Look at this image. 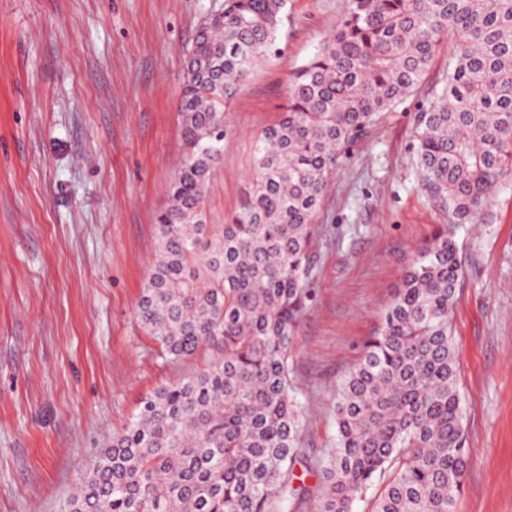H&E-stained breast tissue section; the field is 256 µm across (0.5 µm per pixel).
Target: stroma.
Returning <instances> with one entry per match:
<instances>
[{
  "mask_svg": "<svg viewBox=\"0 0 512 512\" xmlns=\"http://www.w3.org/2000/svg\"><path fill=\"white\" fill-rule=\"evenodd\" d=\"M352 0H288L272 49L226 101L207 221L228 223L289 77ZM224 0H0V512H60L140 400L197 368L165 363L135 310L167 186L186 158L183 51ZM418 90L330 175L293 350L302 448L323 458L336 388L419 247L447 226L466 276L453 317L472 465L458 512H512V187L487 222L452 224L416 177Z\"/></svg>",
  "mask_w": 512,
  "mask_h": 512,
  "instance_id": "obj_1",
  "label": "stroma"
}]
</instances>
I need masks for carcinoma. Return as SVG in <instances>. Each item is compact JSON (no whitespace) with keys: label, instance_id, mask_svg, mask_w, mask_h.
<instances>
[{"label":"carcinoma","instance_id":"obj_1","mask_svg":"<svg viewBox=\"0 0 512 512\" xmlns=\"http://www.w3.org/2000/svg\"><path fill=\"white\" fill-rule=\"evenodd\" d=\"M288 84L229 224L203 208L224 102L274 44L287 0H224L185 54L191 152L158 215L137 321L164 362L206 354L99 449L61 512H298L303 407L291 351L309 302L329 173L411 96L447 37L442 90L415 114L420 185L452 224L485 218L512 181V0H354ZM463 267L441 228L417 252L334 406V446L307 465L321 512H456L471 466L451 318ZM380 489L372 498L368 492Z\"/></svg>","mask_w":512,"mask_h":512}]
</instances>
